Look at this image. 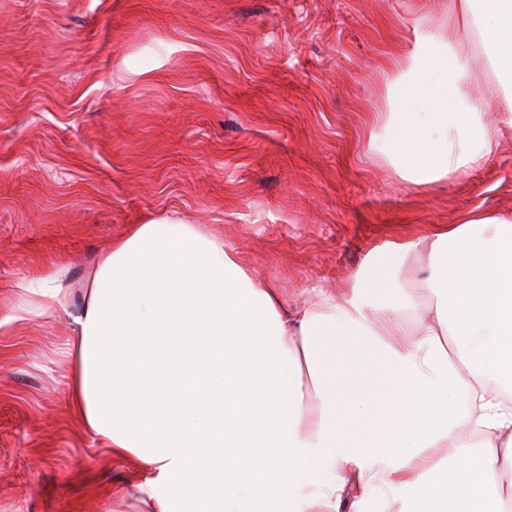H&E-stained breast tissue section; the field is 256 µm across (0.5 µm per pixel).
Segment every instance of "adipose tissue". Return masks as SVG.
I'll return each mask as SVG.
<instances>
[{
    "label": "adipose tissue",
    "instance_id": "1",
    "mask_svg": "<svg viewBox=\"0 0 512 512\" xmlns=\"http://www.w3.org/2000/svg\"><path fill=\"white\" fill-rule=\"evenodd\" d=\"M473 37L425 36L391 85L408 101L382 112L371 142L423 187L468 173L512 128V101L469 94L473 40L512 81V0H455ZM425 272L419 305L401 284ZM63 272L21 284L15 320L62 307ZM63 354L70 410L112 459L134 457L124 485L151 512H308L316 484L327 512L377 490L398 501L452 467L454 512H512V214L469 213L414 242L378 249L341 294L288 305L256 285L223 239L170 218L135 224L98 255L69 311ZM266 381L272 406L257 442L229 382ZM458 412L433 429L410 402ZM276 478L254 469L257 445Z\"/></svg>",
    "mask_w": 512,
    "mask_h": 512
}]
</instances>
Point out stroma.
Masks as SVG:
<instances>
[{
	"instance_id": "obj_1",
	"label": "stroma",
	"mask_w": 512,
	"mask_h": 512,
	"mask_svg": "<svg viewBox=\"0 0 512 512\" xmlns=\"http://www.w3.org/2000/svg\"><path fill=\"white\" fill-rule=\"evenodd\" d=\"M449 0H0V512H141L135 459L70 417L63 312L16 321L21 281L174 215L223 237L288 302L371 250L512 212V131L482 166L416 187L370 144L385 72Z\"/></svg>"
}]
</instances>
